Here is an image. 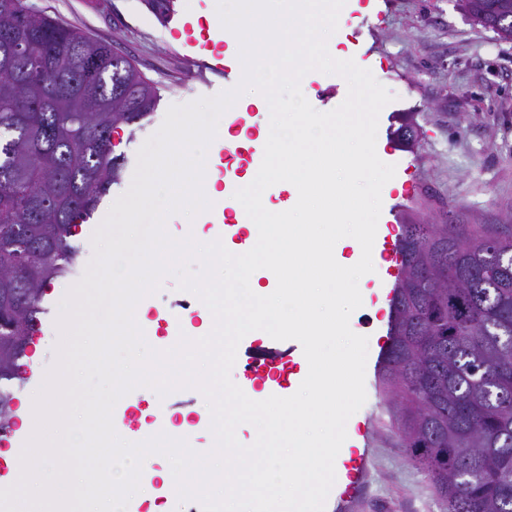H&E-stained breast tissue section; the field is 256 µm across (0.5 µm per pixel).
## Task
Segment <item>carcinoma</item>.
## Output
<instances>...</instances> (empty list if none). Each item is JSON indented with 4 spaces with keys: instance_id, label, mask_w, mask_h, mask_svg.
Instances as JSON below:
<instances>
[{
    "instance_id": "1",
    "label": "carcinoma",
    "mask_w": 512,
    "mask_h": 512,
    "mask_svg": "<svg viewBox=\"0 0 512 512\" xmlns=\"http://www.w3.org/2000/svg\"><path fill=\"white\" fill-rule=\"evenodd\" d=\"M480 24L512 0H464ZM159 89L83 32L0 0V431L71 237L121 177L112 130ZM380 380L389 437L443 512H512V225L403 224Z\"/></svg>"
}]
</instances>
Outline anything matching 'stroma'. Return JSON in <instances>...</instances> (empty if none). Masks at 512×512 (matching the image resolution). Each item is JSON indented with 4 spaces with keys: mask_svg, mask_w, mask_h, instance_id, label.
Segmentation results:
<instances>
[{
    "mask_svg": "<svg viewBox=\"0 0 512 512\" xmlns=\"http://www.w3.org/2000/svg\"><path fill=\"white\" fill-rule=\"evenodd\" d=\"M34 8L77 28L108 45L112 52L132 61L159 89L160 100L150 117L135 128L122 125L112 134L126 158L121 181L113 186L100 209L77 228L79 253L73 270L45 291V314L36 340L42 345L38 365L21 360L24 380L14 395L35 393L55 361L58 331L56 290L70 287L82 276L93 249L91 237L115 200L131 184L137 152L161 126L170 106L212 97L234 88L243 67L232 46L224 48L227 78L201 73L182 54V41L175 33L181 20L218 21L217 0H27ZM344 21L333 38L347 58L369 69L392 94L379 117L378 134L387 147L383 162L395 165L403 190L383 186L382 210L375 246L381 247L382 264L369 273L362 305L350 317L351 330L368 339L365 370L367 399L356 412L357 427L368 430L373 440L370 478L361 504L370 512H387L388 502H397L399 512H442L441 502L426 475L409 465L402 449L393 447L382 430L380 418L379 360L389 343V318L375 311L378 301H390L401 259L391 243L400 226L409 221L437 224L512 225V40L468 17L457 0H346ZM301 90L318 111L335 109L347 96L346 81L319 71L307 73ZM241 106L226 111L229 128L245 125L250 137L268 127L270 108L255 92L240 98ZM418 129L413 145L399 140L395 132L402 120ZM235 179H227L224 199L210 210L187 218L171 215L166 230L182 238L193 230L197 240L212 242L215 223L232 215ZM147 307L145 335L177 336L199 326L201 300L176 288L174 277H165L161 289L143 299ZM287 349L276 365L279 396L296 392L309 365L302 351H290L289 341L244 336L237 348L234 377L250 384L245 366L254 350ZM205 399L193 388L159 396L140 388L134 398H120L112 412L114 426L139 435L142 424L153 433H170L173 416L202 415Z\"/></svg>",
    "mask_w": 512,
    "mask_h": 512,
    "instance_id": "35a3bbf8",
    "label": "stroma"
}]
</instances>
